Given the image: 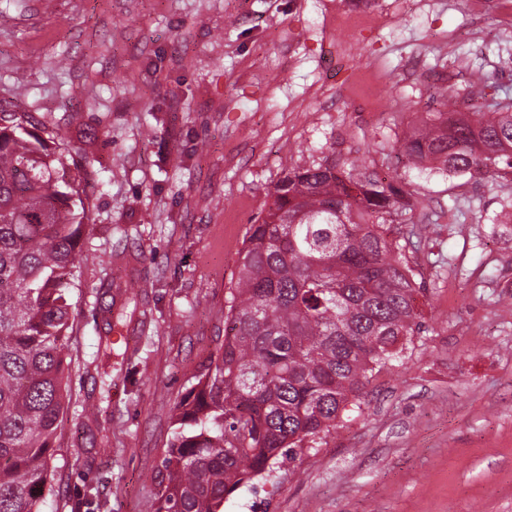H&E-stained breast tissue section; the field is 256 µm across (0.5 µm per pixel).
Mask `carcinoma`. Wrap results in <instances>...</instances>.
<instances>
[{"label": "carcinoma", "mask_w": 512, "mask_h": 512, "mask_svg": "<svg viewBox=\"0 0 512 512\" xmlns=\"http://www.w3.org/2000/svg\"><path fill=\"white\" fill-rule=\"evenodd\" d=\"M58 132L0 112V512H46L49 462L70 403L68 296L84 170ZM416 167L485 178L512 169V106L429 112L404 143ZM410 205L350 162L289 171L249 231L230 332L173 409L158 512H223L224 496L276 477L278 460L362 409L375 374L422 332L414 268L389 238ZM114 342L95 361L110 377Z\"/></svg>", "instance_id": "carcinoma-1"}]
</instances>
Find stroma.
<instances>
[{"label":"stroma","instance_id":"stroma-1","mask_svg":"<svg viewBox=\"0 0 512 512\" xmlns=\"http://www.w3.org/2000/svg\"><path fill=\"white\" fill-rule=\"evenodd\" d=\"M0 0V106L84 166L71 402L48 512H155L172 410L224 341L252 225L279 180L327 160L411 195L423 331L307 455L224 512H512V171L420 170L426 113L512 99V0ZM119 323L112 391L92 361ZM100 402L97 416L85 404Z\"/></svg>","mask_w":512,"mask_h":512}]
</instances>
